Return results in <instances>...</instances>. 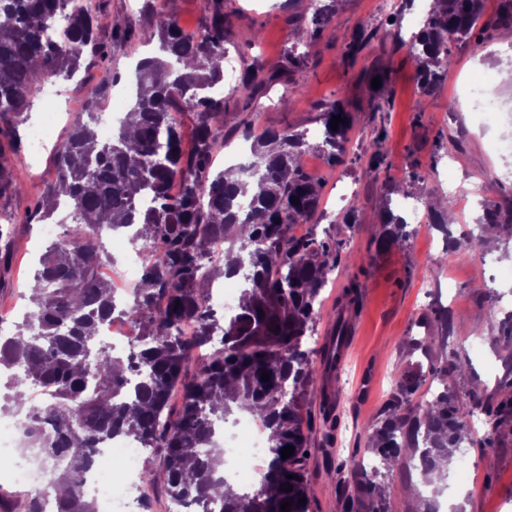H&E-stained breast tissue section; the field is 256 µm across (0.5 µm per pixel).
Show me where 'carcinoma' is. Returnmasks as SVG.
<instances>
[{"label":"carcinoma","mask_w":512,"mask_h":512,"mask_svg":"<svg viewBox=\"0 0 512 512\" xmlns=\"http://www.w3.org/2000/svg\"><path fill=\"white\" fill-rule=\"evenodd\" d=\"M71 0H0V116L17 115L49 81L76 78L86 55L100 53L95 30L99 15L91 0L74 9ZM213 3L210 25L201 33L185 32L172 17L159 21L162 57L140 61L132 111L125 113L109 141L99 139L93 112L74 121L66 141L54 154L57 177L36 216L45 220L59 209L64 218L91 232L77 245L70 235L49 244L29 283V313L0 335V415L23 422L21 436L31 457L53 470L52 490L63 485L64 497L53 494L57 512H97L81 491L79 479L90 468L95 448L123 435L154 448L163 459L160 472L146 468L142 482L151 487L163 480L166 495L187 512H309L305 453L311 447V425L305 420L308 402L317 396L318 373L312 356L330 360L328 347H307L315 331L320 299L328 273L336 268L340 242L319 239L310 232L290 234L293 224H307L321 204L320 183L304 165L307 143L298 131L265 130L252 137L251 175L229 167L213 168V150L224 132V97L211 89L224 82L223 0ZM337 0H318L300 39L313 40L336 12ZM429 6L422 27L409 38L421 94L434 91L452 64V46L470 42L480 51L487 33L512 27V0H500L487 20L484 0H442ZM374 34L360 33L345 46L355 58ZM279 77L294 89L299 71L257 68L241 75L239 87L256 94ZM178 111L197 115L196 145L182 148L175 119ZM351 118L341 100L322 113L321 151L329 162H340L351 124L331 129L332 117ZM178 178L182 189L169 192ZM296 198L293 204L290 198ZM249 200L241 214L238 200ZM428 227L439 232L457 258L466 259L484 246L483 236L453 235L441 211L428 210ZM379 245L390 247L409 236L405 217L391 209L381 217ZM481 226L497 228L512 241V201L487 206ZM130 233L148 249L147 267L130 300L114 298L110 286L98 280L96 265L112 257L104 237ZM224 267L206 272L202 260L218 245ZM245 274L237 311L218 318L209 305L210 284L220 275ZM428 335L411 346L432 355L448 346V310H431ZM110 317L129 321L138 331V347L126 356L113 354L98 339L100 325ZM192 319L194 336L177 334L178 325ZM222 344L199 361L196 350L215 329ZM512 337V315L490 329L485 340L493 347L500 337ZM142 368L147 375L133 383ZM466 363L457 352L430 361L429 377L402 374L370 442L380 463L426 473L448 467V449L473 442L471 421L485 415L483 445L491 446L504 415L482 390L462 395L448 387V376L463 375ZM270 375L269 381L261 376ZM438 389L416 400L425 382ZM47 392L52 402H31L21 409L18 398L29 387ZM182 395L174 411L175 391ZM245 409L267 423L268 462L257 485L247 493L213 489L225 485L220 473L222 450L213 439L216 421ZM294 447L282 459L281 450ZM358 494L337 491L343 512H387L376 472L353 465ZM293 486L290 492L284 485Z\"/></svg>","instance_id":"obj_1"}]
</instances>
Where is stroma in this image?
<instances>
[{
	"mask_svg": "<svg viewBox=\"0 0 512 512\" xmlns=\"http://www.w3.org/2000/svg\"><path fill=\"white\" fill-rule=\"evenodd\" d=\"M100 11L98 41L107 51L105 62L92 63L85 83H58V97L36 96L26 116L0 118V143H6L0 168L7 178L20 183L21 193L0 195V215L14 218L11 226V266L0 278V318L16 319L27 310L25 297L38 257L45 247L37 223H26L56 179L55 146L61 145L70 129L69 116H62L50 138L49 149L33 152L28 138L31 122L42 109L68 104L69 108L97 111L99 100L85 96L86 85L104 88L119 84L131 91L136 67L143 54L156 49L158 13L175 17L188 31L205 29L212 14L206 0H153L151 11H142L143 0H93ZM313 0H224L225 20L232 38L227 44L238 70L287 67L289 55H296L302 67L299 89H285L281 83L268 85L248 98L238 84H224V146L214 157L223 167L229 156L248 155L245 130L303 131L309 135L310 151L321 142L322 112L333 100H343L352 118L346 152L339 164L318 157L312 173L321 184V208L312 223L318 238L339 237L343 250L329 284L316 324L314 338L325 343L336 326L332 302L341 297L353 280L363 285L358 308L347 320L356 327L353 357L336 375L340 398L338 426L326 437L318 404L308 406L314 439L308 466L311 512H341L337 484L351 485L348 472H336L339 460L351 457L363 461L368 454V437L381 415L393 383L405 372L427 373L429 360L412 349L411 337L427 333L424 325L430 306H443L451 321L449 350L467 358L471 371L452 380V387L466 391L480 385L493 401L503 393L498 381L504 374L500 353L491 347L475 351L471 342L485 336L491 322L512 311V281L490 280L486 261L512 267L503 248L479 251L460 260L444 248L441 234L427 225L399 245L382 248L379 214L385 204L410 197L421 208L454 199V234L466 233L483 204L512 197V177H503L506 159L494 149L502 138L512 137V115L502 114L498 124L483 127L469 110L467 85L477 73L489 71L502 102L512 104V28L493 32L483 53L467 45L452 49L453 62L444 81L431 95H421L415 79V63L398 40L383 32L387 14L381 0H338L336 13L313 43L299 45L293 23L309 21ZM131 29V40L119 32ZM374 29L378 35L359 53L348 59L345 46L360 30ZM387 73L386 103L383 110L370 105V73ZM462 137V146L449 150L450 138ZM381 152L385 166L373 170V152ZM348 190V201L357 210V222L343 224L336 210V197ZM483 421L472 426L474 442L468 445L469 460L476 467V486L460 490L453 505L462 512H512V418L503 417L493 446L481 443Z\"/></svg>",
	"mask_w": 512,
	"mask_h": 512,
	"instance_id": "35a3bbf8",
	"label": "stroma"
}]
</instances>
